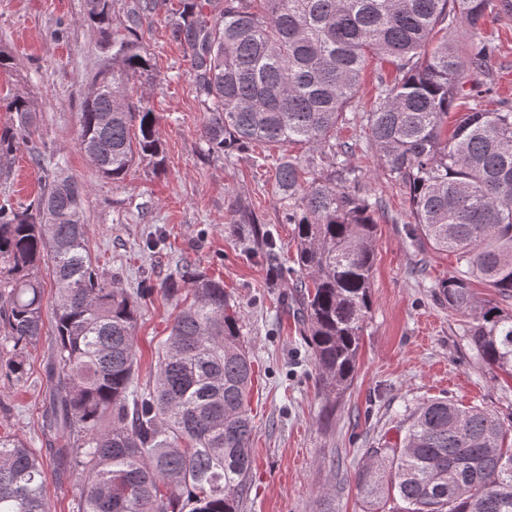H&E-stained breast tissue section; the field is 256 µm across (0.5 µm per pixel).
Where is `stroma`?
<instances>
[{
	"instance_id": "1",
	"label": "stroma",
	"mask_w": 512,
	"mask_h": 512,
	"mask_svg": "<svg viewBox=\"0 0 512 512\" xmlns=\"http://www.w3.org/2000/svg\"><path fill=\"white\" fill-rule=\"evenodd\" d=\"M180 7L181 0H157L140 26L151 68L138 92L158 116L163 163L136 160L113 181L79 147L81 102L107 56L85 0H0V54L8 60L0 67V131L13 123L4 99L26 96L41 115L34 137L47 147L42 162L21 143L0 163V201L28 205L59 164L84 186L86 238L99 271L131 291L146 277L154 285L135 335L141 380L153 375L177 312L161 284L184 262L223 280L255 365L254 463L240 512H396V504L370 503L357 491L356 472L370 450L396 442L399 425L433 399L483 407L512 425V377L473 359L461 317L436 300L434 288L456 259L410 235L404 186L384 173L364 127L351 120L337 127L336 140L352 145L357 188L380 204L373 305L354 380L339 401L330 400L294 302L275 285L281 269L265 261L255 239L272 230L282 258H294V227L274 169L286 151L315 173L330 170L331 161L298 146L256 144L230 157L208 151L190 64L170 37ZM485 31L498 47L491 61L496 91L481 105L493 110L512 100V16L490 15ZM43 284L45 328L24 351L28 375L19 383L0 373V433L41 449L49 512H76L81 478L53 461L55 440L43 426L46 371L55 361V286L48 276Z\"/></svg>"
}]
</instances>
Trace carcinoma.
<instances>
[{
    "label": "carcinoma",
    "mask_w": 512,
    "mask_h": 512,
    "mask_svg": "<svg viewBox=\"0 0 512 512\" xmlns=\"http://www.w3.org/2000/svg\"><path fill=\"white\" fill-rule=\"evenodd\" d=\"M87 18L112 48L80 111V148L101 176L117 180L135 158L159 159L157 117L129 95L147 71L141 17L156 0H136L120 28L111 0H86ZM512 0H188L172 39L190 61L208 150L230 156L256 141L329 155L332 170L302 186L304 168L283 159L275 185L288 201L296 267L293 288L321 385L338 396L358 367L372 308L378 202L348 183L352 151L331 142L348 120L369 63L392 69L369 108L354 115L384 170L402 181L411 233L456 258L436 296L466 321L474 358L512 375V311L475 297L472 279L512 299V104L476 105L494 88L497 52L484 32L489 12ZM464 36L460 46L451 41ZM484 79H479V76ZM472 87L465 89V79ZM462 100L452 134L448 110ZM16 124L0 133V158L18 140L41 162L37 109L25 96L6 105ZM84 187L62 174L25 207L0 205V369L27 375L23 347L43 336L44 266L56 286L55 356L45 425L54 449L83 482L78 512H239L253 467L248 397L254 361L224 282L186 264L161 285L178 313L160 344L152 380H139V299L98 276L85 239ZM500 417L447 399L421 404L400 445L373 448L356 473L372 502L394 493L400 512H512V444ZM0 512H48L43 462L23 438L0 435Z\"/></svg>",
    "instance_id": "1"
}]
</instances>
